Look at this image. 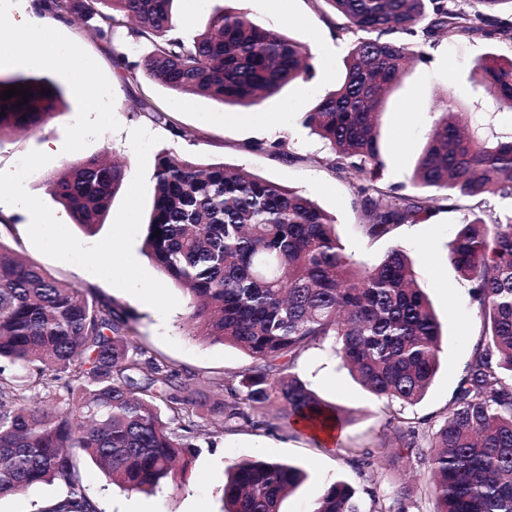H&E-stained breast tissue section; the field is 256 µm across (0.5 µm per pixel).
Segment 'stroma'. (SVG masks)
<instances>
[{
	"label": "stroma",
	"mask_w": 512,
	"mask_h": 512,
	"mask_svg": "<svg viewBox=\"0 0 512 512\" xmlns=\"http://www.w3.org/2000/svg\"><path fill=\"white\" fill-rule=\"evenodd\" d=\"M224 7L247 11L256 24L306 45L312 55L310 78L293 82L266 99L256 122L243 112L219 110L209 99L176 94L145 76L136 84H127L115 64L114 52L137 63L147 53V46L130 42L121 33L110 45L99 39L89 24L67 22L59 28V38L78 48L92 64L95 84L112 92L108 117L77 138L73 131L84 119V107L72 85L69 66L46 65L12 50H0V74L45 77L62 93L60 114L36 131L14 135L0 144V167L23 173L27 191L43 214L63 212L44 181L64 162L107 153L129 163L126 181L96 231L71 224L65 238L40 237L20 221L0 224V243L59 281L112 302L132 319L131 348L163 359L179 374H194L203 385L242 374L254 364L249 355L231 346L193 340L181 332L186 302L143 253L142 243L154 202L153 170L160 155L174 152L204 163L243 168L309 195L332 213L343 246L358 263L377 264L394 246L403 247L441 324L440 366L421 401L392 407L362 387L335 356L331 344H324L299 357L293 371L322 399L348 412L349 421L335 450H327L309 433L291 431L276 418L271 419L269 428L260 430L234 424L215 426L209 438L199 439V450L181 489L164 486L152 493L127 491L112 485L95 463L82 457L77 465L85 492L101 512H188L194 503L201 505L203 512H222L225 469L241 460L263 458L290 462L309 473L284 499L282 512H310L323 486L334 480L347 481L360 496L373 494L386 500L408 487L414 495L405 502L407 512H433L434 501L424 492L429 472L415 457L391 448L378 465L358 470L348 464L347 451L392 440V420L397 416L421 423L419 444L428 448L430 432L439 428L452 406L484 330L467 288L448 261L454 227L470 203L449 201L447 211L402 226L391 239L365 237L359 227L351 175L331 168L329 150L302 124L305 112L333 91L345 73L352 37L341 31V18L324 0H175L177 29L185 38H192L205 28L216 9ZM427 52L429 62L412 66L388 96L382 115L381 180L391 187L406 184L437 117L434 107L441 101L452 100L457 109L470 113L486 136L512 137V112L498 108L494 99L476 86L472 73L475 60L487 54L512 57V42L451 33L439 37ZM140 96L166 112L170 124L153 122L135 112L134 101ZM218 112L223 113V121H215ZM278 139L285 140L287 156L253 149L254 143ZM52 144L61 145V152H49ZM104 242L115 243L124 251L127 272L113 274L83 266L86 253Z\"/></svg>",
	"instance_id": "1"
}]
</instances>
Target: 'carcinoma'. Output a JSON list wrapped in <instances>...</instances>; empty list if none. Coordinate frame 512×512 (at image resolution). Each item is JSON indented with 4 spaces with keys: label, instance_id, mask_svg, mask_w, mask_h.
Segmentation results:
<instances>
[{
    "label": "carcinoma",
    "instance_id": "obj_1",
    "mask_svg": "<svg viewBox=\"0 0 512 512\" xmlns=\"http://www.w3.org/2000/svg\"><path fill=\"white\" fill-rule=\"evenodd\" d=\"M174 0H35L57 18H100L97 36L118 28L150 44L139 64L122 61V76L138 71L172 91L223 107L256 112L268 97L309 78V50L243 10L224 8L186 40L176 32ZM357 35L336 89L304 113L303 124L333 155V168L353 176L364 236L392 238L448 209L456 198L512 199V138L490 143L464 131L445 103L400 203L381 182L379 116L386 94L423 62L422 46L446 32L512 42V0H325ZM480 82L512 110V59L485 56ZM32 96L0 99V145L34 131L58 114L60 89L21 75L0 76ZM136 111L171 124L150 99ZM127 166L92 156L65 162L45 181L72 223H104ZM156 193L145 249L182 292L188 313L180 325L191 338L236 347L256 365L212 381L213 400L192 375L178 380L163 360L130 349V317L87 297L17 256L0 242V498L42 484L64 495L41 512H98L76 464L89 456L112 484L151 490L186 481L191 440L219 417L225 423L269 426L278 417L323 431L343 429L347 415L320 398L294 372L295 361L326 341L374 396L413 405L439 365L440 323L418 286L406 251L396 246L373 266L345 253L335 219L308 196L222 163L166 153L155 164ZM160 235H154V232ZM448 261L483 316L488 339L477 343L452 408L432 433L430 454L401 420L399 447L416 452L429 470L434 512H512V215L463 216ZM307 478L299 466L250 459L227 469L225 512H281L284 498ZM311 512H406L403 500L377 497L364 507L346 481L327 484Z\"/></svg>",
    "mask_w": 512,
    "mask_h": 512
}]
</instances>
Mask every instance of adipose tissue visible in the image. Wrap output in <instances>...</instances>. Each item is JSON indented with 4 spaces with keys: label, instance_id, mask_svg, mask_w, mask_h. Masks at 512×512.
Returning <instances> with one entry per match:
<instances>
[{
    "label": "adipose tissue",
    "instance_id": "obj_1",
    "mask_svg": "<svg viewBox=\"0 0 512 512\" xmlns=\"http://www.w3.org/2000/svg\"><path fill=\"white\" fill-rule=\"evenodd\" d=\"M32 0H0V16L12 17V26H0V46L20 53H33L49 63L71 62V76L76 92L84 101L86 115L101 118L108 110L110 95L91 80V71L84 61L78 60L74 49L60 41L56 35L61 22L47 18L34 24ZM0 210L18 213L38 233H63L66 216L47 217L35 207L26 189L24 176L10 168H0Z\"/></svg>",
    "mask_w": 512,
    "mask_h": 512
}]
</instances>
